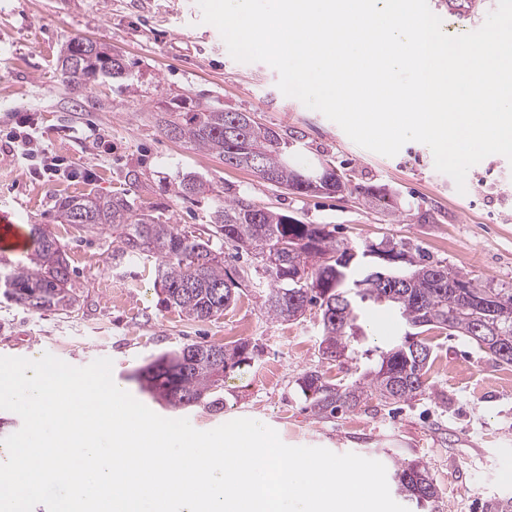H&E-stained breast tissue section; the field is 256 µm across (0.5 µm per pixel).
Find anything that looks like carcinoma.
<instances>
[{
	"mask_svg": "<svg viewBox=\"0 0 512 512\" xmlns=\"http://www.w3.org/2000/svg\"><path fill=\"white\" fill-rule=\"evenodd\" d=\"M479 6L480 0H448V14L465 21L475 16ZM84 44L90 40L70 42L60 58L67 78L87 84L128 77L125 63L104 60V47L83 59L80 69H72L70 60ZM244 117L243 112H226L183 97L162 102L158 122L172 139L208 152L228 166L248 169L272 186L301 194L305 180L324 176L332 181L331 192L347 189L334 170L302 172L290 166L289 141L254 120L243 121ZM173 186L181 198L210 191L190 173L177 176ZM56 207L61 223L79 233L112 236L113 263L154 261L162 305L177 308L192 320L223 314L237 301L242 284L253 281L246 269H224L226 246L260 260L258 285L265 286L263 304L269 318L289 321L300 308H318L319 351L325 359L348 350L356 302L384 301L394 307L411 331L400 343L380 352L376 369L365 373L362 381L343 388L316 369L299 378L308 408L319 418L354 410L373 397L393 404L423 395L433 350L419 329L455 332L463 308L470 304L481 308L478 317L496 326L497 338L488 339L480 332H471L467 338L496 361L512 365L511 353L499 354V349L512 343V317L497 314L504 307L512 309V292L481 288L462 270L434 262L420 251L406 259L410 265L406 273L361 270L354 260L355 248L336 242L326 226L286 224L285 214L268 209L257 212L249 199L236 194H227L224 202L215 204L212 229L203 236L138 206L125 192L68 195ZM29 240L26 262L0 258V293L35 312H73L79 295L65 245L42 224L30 225ZM253 355L254 347L243 339L224 344L192 342L152 359L137 378L142 391L172 408L201 406L220 412L224 410V375L251 361ZM394 479L421 512L438 508L439 490L424 464L404 465Z\"/></svg>",
	"mask_w": 512,
	"mask_h": 512,
	"instance_id": "cac0c4a2",
	"label": "carcinoma"
}]
</instances>
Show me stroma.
Wrapping results in <instances>:
<instances>
[{
  "label": "stroma",
  "mask_w": 512,
  "mask_h": 512,
  "mask_svg": "<svg viewBox=\"0 0 512 512\" xmlns=\"http://www.w3.org/2000/svg\"><path fill=\"white\" fill-rule=\"evenodd\" d=\"M76 38L121 54L132 89L107 79L72 90L58 59ZM277 81L266 63L235 61L219 31L203 23L196 0H0V210L23 225H47L67 249L80 295L67 315L35 313L0 297V356L36 359L47 352L76 367L107 357L114 382L162 417L188 419L199 430L251 418L287 445L352 452L382 462L390 473L416 460L440 490V512H504L512 498V366L465 337L432 332L434 363L423 396L390 408L372 399L367 409L321 419L306 410L299 377L313 369L342 385L362 377L379 350L407 330L394 309L364 306L349 354L326 360L316 311L276 321L248 289L220 316L187 319L160 305L150 268L113 265L110 237H82L60 223L59 197L125 191L180 228L204 233L214 204L230 190L257 207L328 225L349 244H404L462 269L481 287L512 290L511 161L486 157L469 169L466 190L458 192L421 143H406L392 157L364 149L321 112L284 96ZM186 96L247 113L293 137L297 168L331 164L349 190L296 194L168 138L158 103ZM20 116L32 117L44 146L62 161L64 177L45 178L6 152ZM180 172L195 173L210 193L175 197L172 180ZM360 186L380 189L382 200L365 205ZM202 339H245L257 348L250 363L227 374L223 414L167 408L141 391V367Z\"/></svg>",
  "instance_id": "35a3bbf8"
}]
</instances>
